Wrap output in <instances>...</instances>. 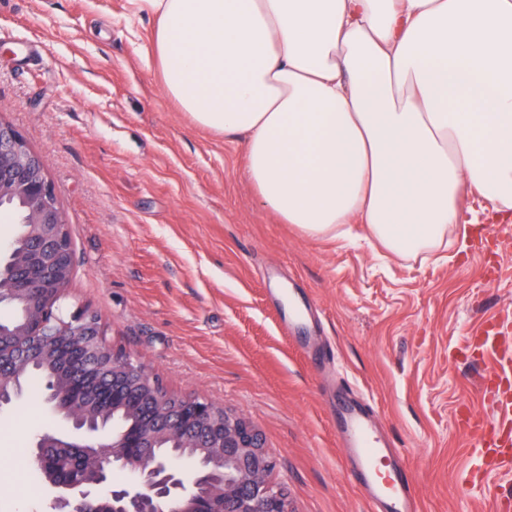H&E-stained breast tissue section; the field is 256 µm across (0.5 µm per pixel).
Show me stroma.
Masks as SVG:
<instances>
[{"instance_id": "stroma-1", "label": "stroma", "mask_w": 512, "mask_h": 512, "mask_svg": "<svg viewBox=\"0 0 512 512\" xmlns=\"http://www.w3.org/2000/svg\"><path fill=\"white\" fill-rule=\"evenodd\" d=\"M157 19L130 0H0V121L41 158L74 244L60 306L96 311L110 340L175 395L246 419L292 512H367L336 442L332 399L297 344L335 354L405 450L422 512H512V470L469 484L467 411L492 415L471 361L481 324L512 334V219L480 200L427 258L355 238H311L263 209L246 152L166 96ZM316 310L285 335L272 294ZM66 429L32 390L0 410V448ZM0 512H49L33 469L0 480Z\"/></svg>"}]
</instances>
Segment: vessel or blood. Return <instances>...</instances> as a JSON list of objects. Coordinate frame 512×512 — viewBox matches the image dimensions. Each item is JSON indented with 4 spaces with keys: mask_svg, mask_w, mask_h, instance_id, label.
Listing matches in <instances>:
<instances>
[{
    "mask_svg": "<svg viewBox=\"0 0 512 512\" xmlns=\"http://www.w3.org/2000/svg\"><path fill=\"white\" fill-rule=\"evenodd\" d=\"M480 348L489 370L482 385L496 396V418L473 413L461 421L463 430L490 464L512 466V340L494 327L480 336ZM351 387L336 394V435L351 463L369 512H420L411 470L403 452L379 435L372 412L351 396Z\"/></svg>",
    "mask_w": 512,
    "mask_h": 512,
    "instance_id": "obj_1",
    "label": "vessel or blood"
}]
</instances>
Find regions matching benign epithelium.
Wrapping results in <instances>:
<instances>
[{"label":"benign epithelium","instance_id":"benign-epithelium-1","mask_svg":"<svg viewBox=\"0 0 512 512\" xmlns=\"http://www.w3.org/2000/svg\"><path fill=\"white\" fill-rule=\"evenodd\" d=\"M16 198L35 245L20 257L16 278L0 289V307L17 300L26 319L6 332L0 326V409L22 397L17 376L38 361L47 375L93 355L98 365L73 372L69 386L43 403L61 415L71 432H45L32 444L29 464L45 477L51 512H290L287 493L270 475L274 460L259 431L245 418L209 398L176 397L157 377L106 338L98 315L78 307L60 308L73 277L75 257L69 224L43 162L24 137L0 121V200ZM140 420L137 427L87 425L89 399ZM195 448L199 461L187 478L178 459L149 452L156 442ZM130 478L112 480L116 470Z\"/></svg>","mask_w":512,"mask_h":512}]
</instances>
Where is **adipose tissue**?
<instances>
[{"mask_svg": "<svg viewBox=\"0 0 512 512\" xmlns=\"http://www.w3.org/2000/svg\"><path fill=\"white\" fill-rule=\"evenodd\" d=\"M166 94L243 137L259 204L312 238L440 248L512 215V0H133Z\"/></svg>", "mask_w": 512, "mask_h": 512, "instance_id": "adipose-tissue-1", "label": "adipose tissue"}]
</instances>
